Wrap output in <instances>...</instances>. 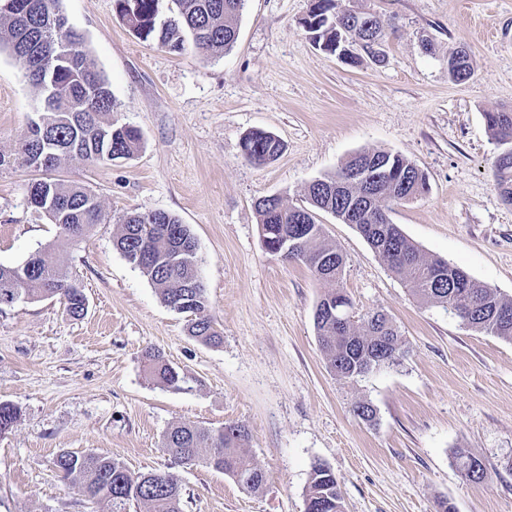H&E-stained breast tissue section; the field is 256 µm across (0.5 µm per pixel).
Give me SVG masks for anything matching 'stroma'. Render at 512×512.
I'll list each match as a JSON object with an SVG mask.
<instances>
[{"label":"stroma","mask_w":512,"mask_h":512,"mask_svg":"<svg viewBox=\"0 0 512 512\" xmlns=\"http://www.w3.org/2000/svg\"><path fill=\"white\" fill-rule=\"evenodd\" d=\"M354 3L391 24L383 63L349 65L316 48L302 25L311 0H247L232 50L208 58L136 38L114 0H61L118 103L113 120L138 128L143 142L132 159H77L57 173L95 193L107 215L59 254L86 294L85 315L68 316L56 298L0 309V401L20 411L0 435V512H101L56 470L63 450L172 471L182 512H305L317 461L334 471L344 512H439L444 499L455 512H512V341L419 304L353 225L322 212L357 315L386 313L409 346L400 365L339 380L313 321L327 283L263 246L259 198L303 205L308 184L354 154L391 152L428 179L423 196L392 205L391 222L425 257L512 297V206L492 180L502 147L484 121L512 109V0ZM455 47L472 60L464 83L448 77ZM36 104L23 70L0 51L4 266L59 234L28 202L37 172L11 161ZM256 129L284 145L263 166L240 148ZM155 210L192 231L219 344L189 336V314L168 307L115 246L127 213ZM150 347L189 390L152 379ZM360 401L375 407V424L354 415ZM233 422L247 426V449L267 474L259 493L204 464H172L163 450L175 424ZM460 448L485 464L482 483L453 466Z\"/></svg>","instance_id":"1"}]
</instances>
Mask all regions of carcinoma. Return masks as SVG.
Listing matches in <instances>:
<instances>
[{
  "label": "carcinoma",
  "mask_w": 512,
  "mask_h": 512,
  "mask_svg": "<svg viewBox=\"0 0 512 512\" xmlns=\"http://www.w3.org/2000/svg\"><path fill=\"white\" fill-rule=\"evenodd\" d=\"M15 9L0 11V48H7L29 78L39 100H48L41 111V128L54 151L39 161L35 136H23L14 161L44 173L30 188L29 200L39 208L43 193L57 203L55 224L58 245L82 236L101 223L105 214L89 189L52 176L64 163L79 158L92 162L130 159L140 149L141 132L110 118L116 108L95 60L82 49L83 36L66 23L61 0H14ZM337 0H312L304 27L313 44L333 54L341 37L354 42L372 60H380V47L389 23L379 15L362 12L359 23L336 10ZM174 15L159 18L160 0H137V12L128 17L126 0H115L116 11L132 33L177 54L192 49L200 55L227 52L238 37V18L246 0H173ZM65 42L74 49L68 61L56 57ZM457 50L448 52V69L456 81L473 76L471 61L457 67ZM502 112L484 113L488 130L504 149L496 157L492 175L500 197L512 199V124ZM245 159L263 165L281 154L283 145L273 134L252 130L242 139ZM367 165L371 178L349 183L346 174ZM428 191L425 173L406 158L385 151H363L351 157L334 175L313 180L307 187L306 206H288L265 198L256 203L262 237L268 250H278L285 237L298 246L285 255L303 262L319 279L339 283L345 267L343 253L325 242L316 212L353 215L351 223L372 250L398 275L422 305L444 308L463 326L475 332L512 341V299L497 289L472 279L463 269L443 259L425 258L388 217L389 204L405 202ZM117 248L126 259L140 260L137 267L158 289L169 307L192 315L189 334L208 343L221 336L208 314V299L200 277L196 243L189 227L166 211L130 212L122 221ZM28 299L57 297L72 317L84 315L86 295L76 287L58 261L56 249L47 246L24 263L0 266V309L16 303L18 294ZM339 301L350 311L343 321L330 319L326 305ZM318 341L327 354L330 371L340 380L355 381L378 368L400 363L407 345L393 321L384 313L356 320L353 303L341 288L322 296L314 314ZM147 369L159 384L181 391L188 379L173 367L161 351H145ZM19 416L12 403L0 402V433L11 429ZM249 432L240 423L208 430L191 424L171 427L164 449L182 464L201 461L232 477L248 492L259 491L265 472L247 454ZM453 463L465 479L481 483L487 477L483 462L459 449ZM59 472L90 501L107 512H129L133 503L147 512H182V490L177 479L165 472L133 473L124 463L103 454L62 451L55 460ZM305 512H344L336 475L321 462L311 467Z\"/></svg>",
  "instance_id": "1"
}]
</instances>
